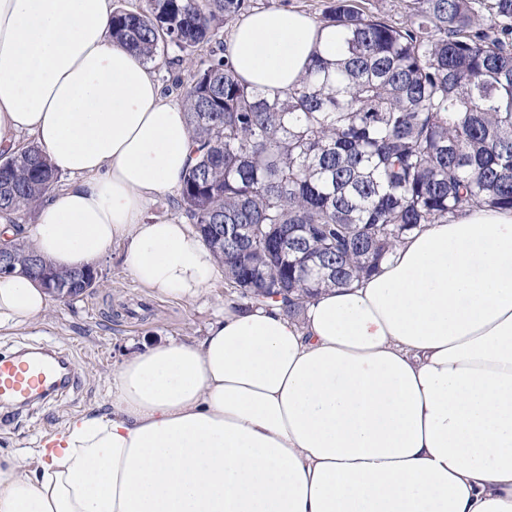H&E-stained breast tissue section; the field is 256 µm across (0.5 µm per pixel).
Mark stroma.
<instances>
[{"label":"stroma","instance_id":"35a3bbf8","mask_svg":"<svg viewBox=\"0 0 512 512\" xmlns=\"http://www.w3.org/2000/svg\"><path fill=\"white\" fill-rule=\"evenodd\" d=\"M97 271L99 287L70 302L56 303L47 324L17 335H0V355L50 345L77 364L75 383L60 395L11 414L0 406V452H34L35 442L56 433L69 418L107 406L112 371L130 346L201 336L215 306L238 297L237 290L219 279L204 301H157L134 282L123 249L117 245Z\"/></svg>","mask_w":512,"mask_h":512}]
</instances>
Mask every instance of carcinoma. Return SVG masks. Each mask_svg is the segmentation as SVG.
<instances>
[{"label": "carcinoma", "instance_id": "1", "mask_svg": "<svg viewBox=\"0 0 512 512\" xmlns=\"http://www.w3.org/2000/svg\"><path fill=\"white\" fill-rule=\"evenodd\" d=\"M405 21L332 0L342 58L315 55L274 94L210 51L181 93L190 165L178 205L243 303L290 317L324 287L377 269L407 234L477 206L512 209V0H406ZM251 0H144L115 7L111 37L149 62L192 58ZM58 173L39 146L0 154V215L36 209ZM225 224L239 238L218 236ZM15 268L90 288L24 242Z\"/></svg>", "mask_w": 512, "mask_h": 512}]
</instances>
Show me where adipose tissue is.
<instances>
[{"label":"adipose tissue","instance_id":"adipose-tissue-1","mask_svg":"<svg viewBox=\"0 0 512 512\" xmlns=\"http://www.w3.org/2000/svg\"><path fill=\"white\" fill-rule=\"evenodd\" d=\"M113 0H0V151L21 136L69 183L36 223L0 219L63 271L122 245L159 300L202 297L223 269L187 225L149 222L191 134L142 57L112 41ZM334 28L282 8L227 43L264 91L299 82ZM55 303L0 277V331ZM110 409L33 455H0V512H512V210L475 207L397 243L371 275L301 315L225 302L204 336L127 354Z\"/></svg>","mask_w":512,"mask_h":512}]
</instances>
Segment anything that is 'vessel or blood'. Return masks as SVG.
Returning <instances> with one entry per match:
<instances>
[{"label":"vessel or blood","instance_id":"obj_1","mask_svg":"<svg viewBox=\"0 0 512 512\" xmlns=\"http://www.w3.org/2000/svg\"><path fill=\"white\" fill-rule=\"evenodd\" d=\"M66 386L48 361L19 355L0 358V401L5 404L26 406L55 395Z\"/></svg>","mask_w":512,"mask_h":512}]
</instances>
